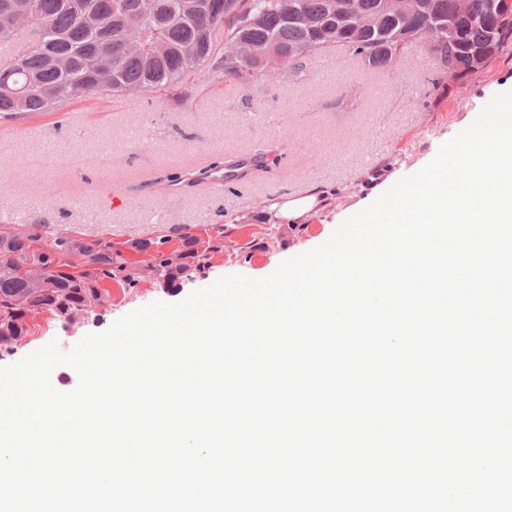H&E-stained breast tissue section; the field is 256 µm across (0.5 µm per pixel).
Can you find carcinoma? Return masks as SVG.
I'll return each mask as SVG.
<instances>
[{"label":"carcinoma","instance_id":"cac0c4a2","mask_svg":"<svg viewBox=\"0 0 512 512\" xmlns=\"http://www.w3.org/2000/svg\"><path fill=\"white\" fill-rule=\"evenodd\" d=\"M328 0H294L302 21L284 12L286 0H224V11L209 14L203 0H0V15L25 10L33 23V46L21 53L24 65L0 67L17 85L36 79L52 91L46 100L31 95L24 106L0 95V113L57 112L77 100L100 95L181 89V99H197L208 85L227 81L250 87L272 73L296 86L305 83L307 62L331 47H344L362 68L385 75L398 72L410 54L426 47L443 68L457 64L464 80L484 69L500 49L512 44V16L499 10L500 0H410L399 21L380 10L382 0H347L351 12L341 19L326 12ZM98 16V27H74L79 13ZM371 14L374 29L359 25L357 15ZM131 15L138 23L121 29ZM265 47L279 58L278 69L242 54V48ZM112 56V84H98L94 56ZM52 57L67 59L56 66ZM186 237L185 248L157 251L149 272L170 281L190 268L205 266L210 254L224 250V232L209 239ZM142 276L122 253L103 240L80 241L55 232L42 242L36 227L0 230V354H9L29 335V318L40 312L76 324L108 299L102 282Z\"/></svg>","mask_w":512,"mask_h":512}]
</instances>
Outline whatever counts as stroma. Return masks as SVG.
<instances>
[{"mask_svg": "<svg viewBox=\"0 0 512 512\" xmlns=\"http://www.w3.org/2000/svg\"><path fill=\"white\" fill-rule=\"evenodd\" d=\"M511 89L512 45L459 84L424 48L385 76L335 47L309 61L300 87L272 75L253 90L208 87L190 105L171 89L82 100L63 112L0 113V227L41 224L105 240L132 264L150 258L134 243L161 240L172 251L185 236L224 230L223 250L176 281L105 282L109 301L79 325L33 315L30 336L0 356V366L52 341L69 350L135 309L180 302L223 276L270 275L326 242L381 184L425 167L493 95ZM258 153L267 157L265 172L212 185L209 171ZM309 195L316 205L295 224L278 223L267 208Z\"/></svg>", "mask_w": 512, "mask_h": 512, "instance_id": "obj_1", "label": "stroma"}]
</instances>
